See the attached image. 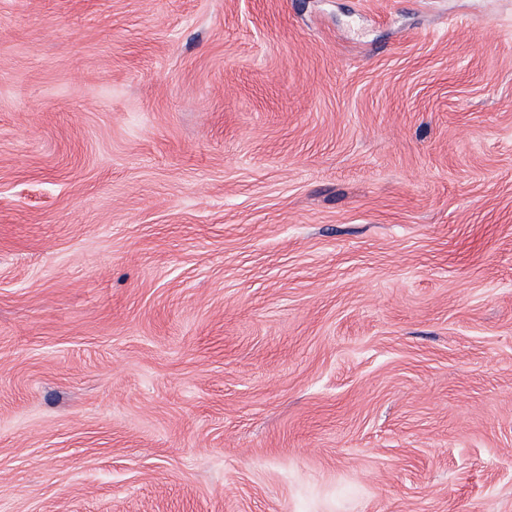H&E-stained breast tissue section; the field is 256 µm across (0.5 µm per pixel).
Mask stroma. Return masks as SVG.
<instances>
[{
	"instance_id": "35a3bbf8",
	"label": "stroma",
	"mask_w": 512,
	"mask_h": 512,
	"mask_svg": "<svg viewBox=\"0 0 512 512\" xmlns=\"http://www.w3.org/2000/svg\"><path fill=\"white\" fill-rule=\"evenodd\" d=\"M0 512H512V0H0Z\"/></svg>"
}]
</instances>
